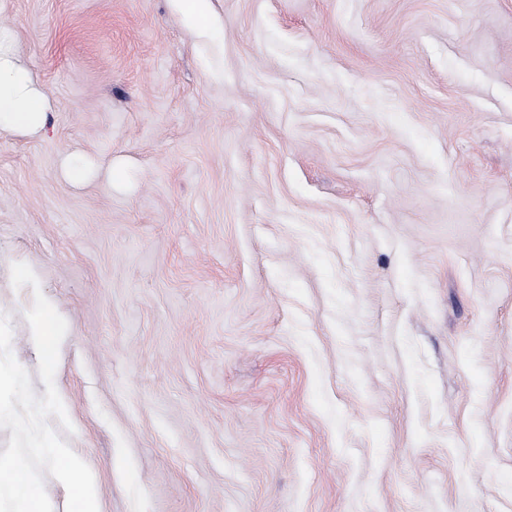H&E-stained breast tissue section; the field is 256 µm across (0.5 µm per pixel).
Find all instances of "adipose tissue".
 <instances>
[{
    "mask_svg": "<svg viewBox=\"0 0 512 512\" xmlns=\"http://www.w3.org/2000/svg\"><path fill=\"white\" fill-rule=\"evenodd\" d=\"M50 100L36 84L20 60L14 40L0 30V133L34 136L44 127ZM19 280L29 283V299L35 304L30 322L28 343L45 359L52 361L55 338L60 324L51 305L41 304L34 275L23 269ZM20 431L31 439L35 450L46 455L55 470L53 485H42L30 477L19 459L0 452V512H52L55 497H63L65 512H101L97 486L81 456L68 445L58 442L50 430L41 428L36 415L19 424Z\"/></svg>",
    "mask_w": 512,
    "mask_h": 512,
    "instance_id": "adipose-tissue-1",
    "label": "adipose tissue"
}]
</instances>
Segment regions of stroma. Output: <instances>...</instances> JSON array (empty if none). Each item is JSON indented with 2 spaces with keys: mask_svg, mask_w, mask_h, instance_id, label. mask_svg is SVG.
I'll list each match as a JSON object with an SVG mask.
<instances>
[{
  "mask_svg": "<svg viewBox=\"0 0 512 512\" xmlns=\"http://www.w3.org/2000/svg\"><path fill=\"white\" fill-rule=\"evenodd\" d=\"M211 4L0 0V363L102 512H512V0ZM187 26L193 31L206 30L210 17V0H173ZM50 109L47 94L17 55L11 34L0 30V133L37 135ZM29 299L36 303L35 317L29 326L28 343L35 348L45 359L48 371L51 372L54 354L55 337L60 336L58 317L49 304H42L39 288H28Z\"/></svg>",
  "mask_w": 512,
  "mask_h": 512,
  "instance_id": "1",
  "label": "stroma"
}]
</instances>
